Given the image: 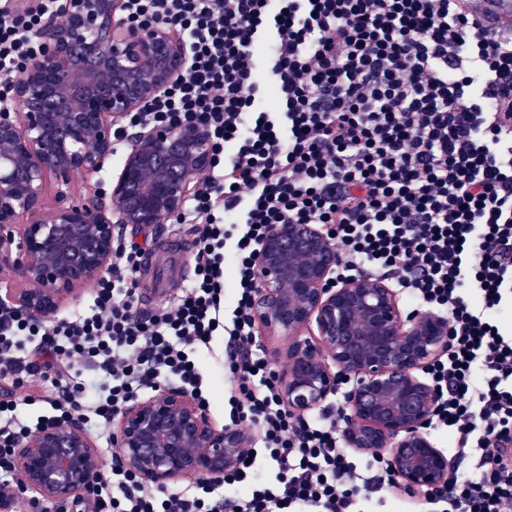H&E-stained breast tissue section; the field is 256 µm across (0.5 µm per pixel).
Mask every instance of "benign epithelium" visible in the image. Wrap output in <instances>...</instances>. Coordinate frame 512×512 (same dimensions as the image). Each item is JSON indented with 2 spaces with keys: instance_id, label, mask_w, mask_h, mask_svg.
<instances>
[{
  "instance_id": "7a95c632",
  "label": "benign epithelium",
  "mask_w": 512,
  "mask_h": 512,
  "mask_svg": "<svg viewBox=\"0 0 512 512\" xmlns=\"http://www.w3.org/2000/svg\"><path fill=\"white\" fill-rule=\"evenodd\" d=\"M68 24L55 28L13 87L17 108L0 106V305L26 315L58 313L67 298L95 288L112 262L119 225L141 229L179 216L211 165L199 124L144 128L118 172L96 182L93 198L68 197L76 172L99 173L112 135L183 76L182 37L162 23L133 25L125 0H63ZM62 189L49 213L50 178ZM339 253L317 224H273L255 269L252 314L260 343L288 340L275 381L297 418L339 399L344 448L380 452L393 485L414 498L448 485V454L427 431L437 391L428 369L448 350L445 313L410 312L377 276L337 280ZM253 425L214 427L182 388L136 398L112 420V452L146 482L167 488L195 475L218 483L254 440ZM15 498L63 502L84 493L104 461L73 422L47 424L13 449Z\"/></svg>"
}]
</instances>
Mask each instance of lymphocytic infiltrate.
<instances>
[{
	"label": "lymphocytic infiltrate",
	"instance_id": "lymphocytic-infiltrate-1",
	"mask_svg": "<svg viewBox=\"0 0 512 512\" xmlns=\"http://www.w3.org/2000/svg\"><path fill=\"white\" fill-rule=\"evenodd\" d=\"M474 0H126L132 21L170 26L189 66L115 136L157 121L199 123L211 167L177 219L194 278L162 309L140 307L146 249L120 238L87 316L35 323L0 307V385L50 400L53 418L106 424L143 390L174 383L202 407L201 350L223 337L230 420L258 425L239 468L163 490L113 461L65 512H361L390 481L380 452L357 468L343 418H294L255 341L258 252L274 224H317L337 276L390 275L412 309L445 312L455 334L429 378L430 422L465 469L426 494L428 512H512V27L484 25ZM59 0H0V101L38 34L63 26ZM270 98L275 110L260 109ZM232 279L233 306L224 303ZM94 374L96 393L74 383ZM0 398V489L30 428ZM271 478H262L266 464Z\"/></svg>",
	"mask_w": 512,
	"mask_h": 512
}]
</instances>
